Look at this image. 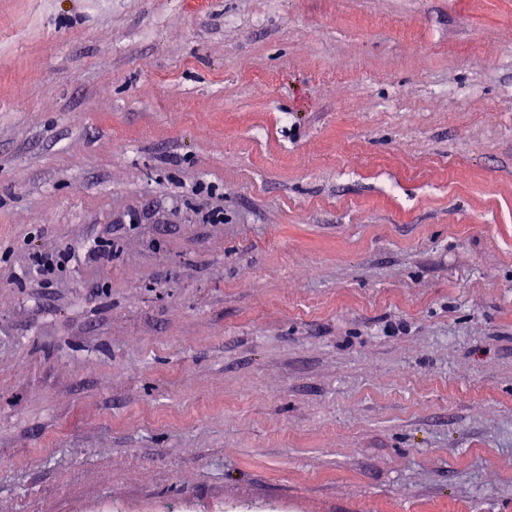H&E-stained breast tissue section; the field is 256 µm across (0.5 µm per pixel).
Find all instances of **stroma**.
Wrapping results in <instances>:
<instances>
[{"instance_id":"stroma-1","label":"stroma","mask_w":512,"mask_h":512,"mask_svg":"<svg viewBox=\"0 0 512 512\" xmlns=\"http://www.w3.org/2000/svg\"><path fill=\"white\" fill-rule=\"evenodd\" d=\"M104 503L512 512V0H0V512Z\"/></svg>"}]
</instances>
